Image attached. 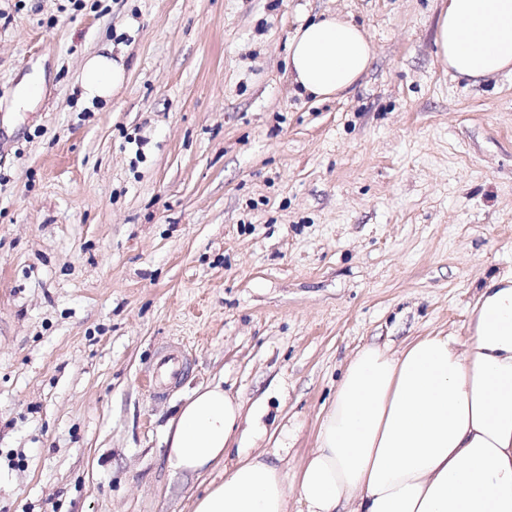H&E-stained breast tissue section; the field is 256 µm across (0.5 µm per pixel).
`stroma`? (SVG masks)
<instances>
[{
  "label": "stroma",
  "mask_w": 512,
  "mask_h": 512,
  "mask_svg": "<svg viewBox=\"0 0 512 512\" xmlns=\"http://www.w3.org/2000/svg\"><path fill=\"white\" fill-rule=\"evenodd\" d=\"M440 8L0 0V512H192L224 472H172L164 436L216 382L266 409L243 449L295 476L360 347L468 336L512 276V73L453 78ZM327 12L375 58L319 101L283 60ZM105 44L127 78L88 103ZM173 343L190 367L157 398Z\"/></svg>",
  "instance_id": "obj_1"
}]
</instances>
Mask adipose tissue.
<instances>
[{"mask_svg": "<svg viewBox=\"0 0 512 512\" xmlns=\"http://www.w3.org/2000/svg\"><path fill=\"white\" fill-rule=\"evenodd\" d=\"M436 45L459 77L512 69V0H448ZM373 59L360 26L325 14L294 32L286 70L303 93L327 100L353 88ZM124 79L108 52L93 54L82 94L110 100ZM242 416L216 383L193 390L169 422V469L199 476L237 457L193 512H288L279 459L233 450ZM295 488L301 512H512V280L482 288L466 340L435 334L397 351L361 347Z\"/></svg>", "mask_w": 512, "mask_h": 512, "instance_id": "1", "label": "adipose tissue"}]
</instances>
